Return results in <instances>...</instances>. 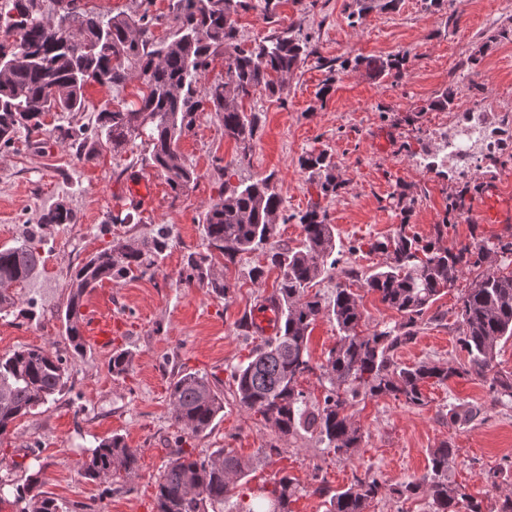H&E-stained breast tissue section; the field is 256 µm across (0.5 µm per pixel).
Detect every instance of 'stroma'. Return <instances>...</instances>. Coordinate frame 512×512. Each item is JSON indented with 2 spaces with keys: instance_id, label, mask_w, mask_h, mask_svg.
Instances as JSON below:
<instances>
[{
  "instance_id": "1",
  "label": "stroma",
  "mask_w": 512,
  "mask_h": 512,
  "mask_svg": "<svg viewBox=\"0 0 512 512\" xmlns=\"http://www.w3.org/2000/svg\"><path fill=\"white\" fill-rule=\"evenodd\" d=\"M81 5L108 15L156 16L154 39L168 35L169 0H81ZM237 25L242 48L287 29L306 41L312 54L281 94L263 92L243 100L244 111L257 116L249 144L225 137L216 112L200 114L179 143L198 175L183 193L173 194L164 176L141 167L138 143L117 154L101 150L87 161L52 142L42 149L23 138L0 145V247L13 245L43 209L55 204L75 216L74 223L44 229V268L19 290L21 302L33 303L35 318L14 311L0 317V355L50 349L62 358L67 379L55 401L17 420L13 434L0 440V481L9 486L0 496V512H22L16 489L37 471L43 492L64 512H155L156 479L180 448L200 456L233 450L250 465L248 486L255 494L274 479L291 477L297 485L291 512H327L329 499L315 493L316 484L336 492L364 476L383 485L366 512H431L427 498H401L392 490L422 477L431 452L445 441L455 448L449 482L464 487L490 512L500 496L512 494V404H492L486 383L472 376L426 383L421 407L390 396L358 398L351 411L363 441L348 455L329 452L306 432L276 439L260 415L235 404L230 373L259 340L244 332L240 321L272 293L278 270L266 271L256 282L251 271L262 263L258 254H241L231 262L216 257L217 270L234 286L226 300L182 282L180 274L187 255L203 248L202 217L223 183L269 174L286 214L313 208L326 213L338 264L333 278L318 280L313 290L330 299L337 286L351 288L367 334L400 319L362 286V275L387 260L371 251V243L400 228L451 251L464 244L512 243V223L480 224L475 216L485 180L512 189V95L505 93L512 88V0H462L429 8L423 0H396L392 8L365 13L355 0L312 5L281 0L275 22L249 10L240 12ZM391 55L404 59L396 78L342 66L348 59ZM451 87L456 90L451 108H433L437 96ZM141 91L136 80L120 87L88 83L85 108L71 121L94 131L99 112L130 104ZM475 99L482 101L481 109H471ZM323 150L338 183L327 195L319 192L317 176L301 165L303 157ZM221 166L230 180L219 178ZM141 178L152 182L153 192L149 203L136 207L125 192ZM121 211L134 212V223H113V214ZM440 224L445 231L439 236ZM163 226L171 231V243L153 277L101 285L86 297L93 303L111 294L112 318L120 325L111 347L89 339L83 353H74L58 318L70 269L113 240L153 235ZM481 275L478 268L463 271L442 292L417 339L398 349V363L466 364L457 342L460 298ZM116 347L135 354L131 371L121 378L109 366ZM179 371L208 375L224 396V416L209 434L183 435L171 414L167 383ZM460 403L484 406L483 419L449 425L448 410ZM115 435L139 450L138 473L79 478L88 449ZM273 442L280 453L265 458ZM492 471L497 479L487 480Z\"/></svg>"
}]
</instances>
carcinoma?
Returning <instances> with one entry per match:
<instances>
[{
  "instance_id": "1",
  "label": "carcinoma",
  "mask_w": 512,
  "mask_h": 512,
  "mask_svg": "<svg viewBox=\"0 0 512 512\" xmlns=\"http://www.w3.org/2000/svg\"><path fill=\"white\" fill-rule=\"evenodd\" d=\"M59 19L51 24L37 16L38 0H11L0 7V55L9 63L0 69V144L8 147L21 133L35 143L47 140L65 144L81 160L107 147L118 153L140 141L148 148L142 167L163 175L175 195L198 179L179 150L180 140L193 131L200 113L222 114L224 136L242 144L253 140L255 123L240 109L241 102L257 92L274 95L283 81L313 51L308 44L287 35H272L245 49L238 43L237 16L253 10L265 20L276 15L279 0H171L170 36L155 42L150 36L153 18L108 16L80 7L78 0H58ZM224 55L226 77L200 85L209 60ZM377 76H398L401 60H355ZM137 79L142 95L125 108L98 114L94 136L73 125L45 129L53 112L81 111L87 83L120 86ZM48 139H43V136ZM298 219L302 238L293 246L276 243L278 223ZM72 211L62 204L44 211L38 229L0 248V314L17 306L13 289L26 284L43 262L41 230L54 224H72ZM205 251L187 257L186 280L208 288L219 298L228 297L232 285L216 273L215 254L232 261L243 253H258L265 266L253 269L260 279L264 268L279 271L276 288L267 297L277 314V331L252 348L248 361L231 372L236 405L261 416L278 438L299 431L326 443V449L347 455L362 442L360 428L349 408L360 392L379 397H402L408 404H424L421 386L433 380L474 375L488 383L492 401L512 400V378L492 371L497 342L512 337V272L487 269L462 296L458 342L467 353V367L434 362L402 366L394 360L400 346L417 335L418 321L457 280L464 267H479L491 249L465 244L452 252L408 236L404 230L370 244V251L387 255L385 265L363 282L367 291L400 315L390 329L365 334L359 330L363 312L351 289L337 286L331 303L308 294L317 279L336 270V236L326 214L315 208L301 216L282 214V198L273 176L249 184L224 183L219 199L202 221ZM169 229L149 237H129L89 255L69 273V293L62 310L65 340L81 353L85 340L78 312L84 297L105 280L138 279L155 272L170 248ZM336 321L339 336L319 366L329 383L323 402L310 404L300 379L314 371L309 354L311 326L324 315ZM135 354L125 348L112 351V375L129 373ZM62 359L43 347L26 348L0 356V439L10 435L14 423L55 399L65 386ZM168 402L175 422L185 434L197 437L215 427L224 412V398L205 374L182 371L170 378ZM481 408L459 404L448 410L450 423L468 424ZM454 457L445 442L431 455L428 471L391 492L428 494L433 512H483L480 502L460 486L448 482V465ZM140 454L123 437L102 441L80 464L77 474L98 480L139 469ZM248 465L223 448L201 457L182 448L166 464L156 482V512H216L232 503L228 512H290L295 495L293 480L282 476L272 489H263L262 506L241 498L233 490L247 476ZM41 472L16 488L17 499L27 501L23 512H64L57 501L41 491ZM383 489L375 478H355L350 487L336 492L329 512H364L368 501Z\"/></svg>"
}]
</instances>
